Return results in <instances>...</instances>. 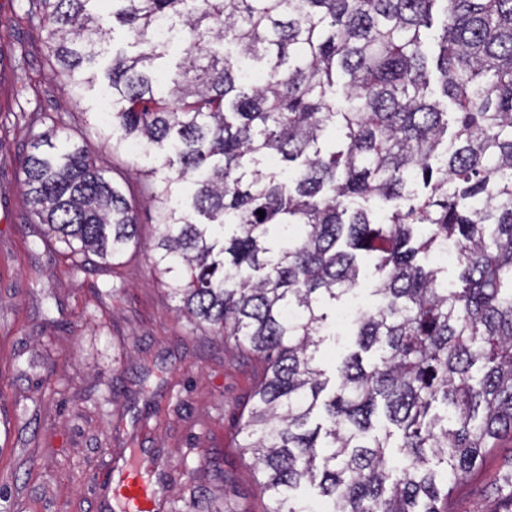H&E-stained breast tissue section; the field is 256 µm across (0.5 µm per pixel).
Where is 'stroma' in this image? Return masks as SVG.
I'll return each mask as SVG.
<instances>
[{
    "label": "stroma",
    "instance_id": "obj_1",
    "mask_svg": "<svg viewBox=\"0 0 512 512\" xmlns=\"http://www.w3.org/2000/svg\"><path fill=\"white\" fill-rule=\"evenodd\" d=\"M27 8L0 0V512H122L115 492L134 477L154 489L155 512H202L218 486L238 512H264L240 447L256 363L177 312L149 259L155 184L139 171L157 160L103 143L105 82L70 88ZM25 112L79 129L136 200L142 248L123 264L95 258L75 273L63 249L40 244L19 174ZM106 281L120 292L101 294ZM511 461L507 434L456 483L455 512H503Z\"/></svg>",
    "mask_w": 512,
    "mask_h": 512
}]
</instances>
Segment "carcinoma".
Returning a JSON list of instances; mask_svg holds the SVG:
<instances>
[{"label":"carcinoma","instance_id":"cac0c4a2","mask_svg":"<svg viewBox=\"0 0 512 512\" xmlns=\"http://www.w3.org/2000/svg\"><path fill=\"white\" fill-rule=\"evenodd\" d=\"M92 2L27 10L76 87L109 51ZM112 17L136 52L112 50L104 140L175 171L153 267L194 328L258 364L239 447L265 512H311L302 483L330 512H453L457 478L512 433V0H112ZM27 129L40 242L76 271L136 254V207L87 144L46 113ZM446 241L452 290L418 261ZM363 251L379 303L330 389L325 307Z\"/></svg>","mask_w":512,"mask_h":512}]
</instances>
